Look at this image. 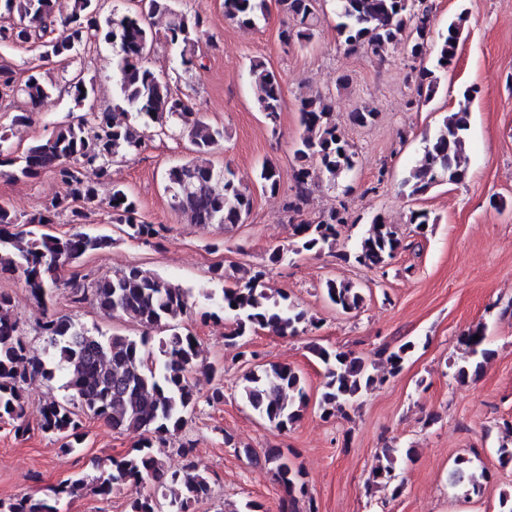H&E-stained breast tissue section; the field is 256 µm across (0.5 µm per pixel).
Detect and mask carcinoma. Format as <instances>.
I'll return each mask as SVG.
<instances>
[{
  "label": "carcinoma",
  "mask_w": 512,
  "mask_h": 512,
  "mask_svg": "<svg viewBox=\"0 0 512 512\" xmlns=\"http://www.w3.org/2000/svg\"><path fill=\"white\" fill-rule=\"evenodd\" d=\"M318 2L279 0L285 16L279 39L284 45L305 47L314 41L324 20ZM223 7L224 17L241 29H253L267 18V0H223ZM431 13L426 0H336V31L347 49L362 48L381 61L398 48L418 58V81L409 100L410 106L418 108L436 94V72L452 65L466 23L461 13L448 23L446 31L436 33ZM156 16L167 18L161 31L148 22ZM0 17L8 19L0 25V47L35 44L46 57L75 59L93 52L101 42L112 45L117 50L113 73L122 111L120 115L107 110L89 112L76 122L61 121L48 136L30 143L19 154L7 146L8 135L0 133L1 176L36 179L49 172L64 188L62 194L30 214H18L0 204V276L17 278L44 304L60 290L72 304H80L90 295L104 316L125 315L143 328L138 338L94 335L71 317L46 308L39 329L52 354L42 359L30 353L11 313V299L0 292V420L11 423L18 434L29 432L23 413L24 386L38 375L51 379L59 370L70 395L43 404L38 428L58 436L63 452L73 453L85 441L78 407L112 429L138 437L133 453L112 461V479L99 484L97 494L107 497L114 485H129L135 488L129 512H188L192 503L211 496L213 480L197 469L192 445H183V464L173 469L154 451V443L179 432L196 406L192 372L199 355L197 339L179 327L192 310L189 291L137 266L102 277L89 287L63 279L61 271L116 242L111 235L90 234L80 226L99 204L98 179L107 176L117 158L141 150L152 123L162 128L173 124L196 154L164 174V190L173 210L204 228L243 224L249 218L252 190L236 179L230 167L217 170L201 160L224 140V128L212 124L188 98L145 65L147 54L161 40L179 52L183 71L204 69L196 46L208 34L206 19L200 13L182 10L179 0H137L135 10L122 14L104 13L100 0H69L66 9L61 0H0ZM250 74L257 108L274 126L282 106L280 80L260 59L251 62ZM61 90L77 105L95 92L93 79L75 72L60 84L36 72L20 81L10 66L0 64V99L20 95L35 108ZM333 112L335 102L329 94L315 93L300 100L303 134L295 144L294 186L285 202V210L299 219L294 225L298 238V247L292 250L295 255L331 249L339 228L349 220L343 202L312 220L303 218L312 187L326 180L334 188L356 166V152L333 122ZM469 117L468 104L459 105L424 140L419 159L403 181L408 196H421L443 181L465 179ZM377 118L378 112L368 107L351 113L352 122L360 127ZM88 123L96 129L91 137L85 132ZM90 170L96 179L88 177ZM257 180L266 192L275 194L280 189V172L270 160L262 162ZM108 208L119 233L145 242L162 238L164 226L142 220L137 201L124 187L112 185ZM62 217L73 225L72 232L56 236L41 231ZM401 246L394 225L377 216L353 258L369 268H384ZM263 276L261 270L239 268L233 285L221 289L217 310L203 313L209 318L218 316L220 310L233 314L234 323L225 341L235 344L259 329L280 336L304 331L305 313L269 295ZM323 291L344 313L359 310L364 302L361 290L349 283L328 279ZM155 330L165 332L156 352L149 346L150 333ZM459 344L467 360L456 365L455 376L465 379L479 371L491 350L480 326L461 334ZM412 347L408 342L393 351H382L389 374L402 369ZM313 351L325 365L319 401L324 415L344 411L374 383L367 362L355 352H330L317 346ZM242 395L256 415L279 429L298 420L307 400L303 378L290 366L255 365L245 377ZM263 460L288 494V512H295L297 496L307 495L302 471L293 467L279 448L266 449ZM385 461L373 469L372 482L387 485L394 478V450H387ZM465 479L473 492L480 491L482 483L468 472L467 460L458 459L448 473V482L455 485ZM149 484L161 490V495L142 491ZM0 512H57V507L46 499H0Z\"/></svg>",
  "instance_id": "carcinoma-1"
}]
</instances>
